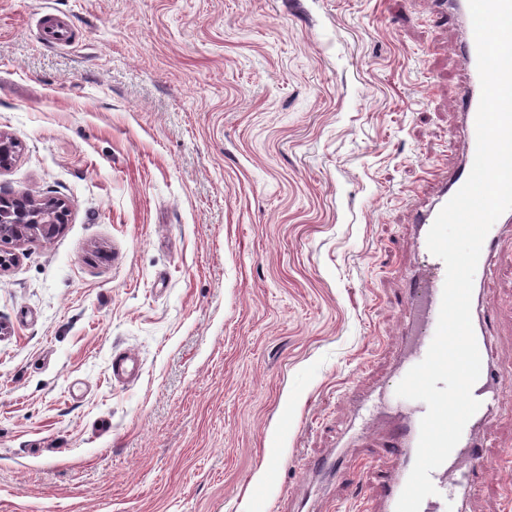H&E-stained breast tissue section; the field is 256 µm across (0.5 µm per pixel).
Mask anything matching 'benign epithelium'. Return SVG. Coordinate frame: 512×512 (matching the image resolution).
I'll use <instances>...</instances> for the list:
<instances>
[{"label":"benign epithelium","instance_id":"1","mask_svg":"<svg viewBox=\"0 0 512 512\" xmlns=\"http://www.w3.org/2000/svg\"><path fill=\"white\" fill-rule=\"evenodd\" d=\"M16 141L0 132V169L11 163ZM69 205L56 197L0 196V241L22 244L52 240L67 223Z\"/></svg>","mask_w":512,"mask_h":512}]
</instances>
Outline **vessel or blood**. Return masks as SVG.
<instances>
[{
    "label": "vessel or blood",
    "mask_w": 512,
    "mask_h": 512,
    "mask_svg": "<svg viewBox=\"0 0 512 512\" xmlns=\"http://www.w3.org/2000/svg\"><path fill=\"white\" fill-rule=\"evenodd\" d=\"M436 8L444 10L461 23L463 36L457 52L464 70V82L460 89L461 128L459 139L463 158L450 169L434 197L417 205L413 219V246L419 253H427V234L437 214L453 197L468 178L476 153V115L481 96V84L477 70V50L473 33L468 0H432ZM71 28L65 21L49 19L42 34L47 44H69ZM512 223V210L503 213L490 228L480 255L474 276L475 287H482L498 260V250L503 229ZM446 268L441 259H433L427 272L414 271L403 279L402 306L405 324L400 338L398 364L395 373L377 393L360 398L358 422L348 435L349 441L366 440L374 420L388 418L393 422L389 433V445L403 451L399 470L381 476L378 497L384 512H395L398 498L406 484L415 462L420 432V420L427 407L423 402L402 399L395 390L411 367L421 362L435 334L441 304ZM491 314L483 310L473 318L472 325L482 360L481 374L472 388L480 407L467 422L459 443L447 460L431 473L437 489L436 495L427 497L420 512H448V496L466 497L475 489L474 474L485 469L479 432L487 416L495 409L503 394L512 389V374L495 368L490 361L489 325ZM140 366L137 358L129 353L119 354L112 360V376L126 381L134 378Z\"/></svg>",
    "instance_id": "vessel-or-blood-1"
}]
</instances>
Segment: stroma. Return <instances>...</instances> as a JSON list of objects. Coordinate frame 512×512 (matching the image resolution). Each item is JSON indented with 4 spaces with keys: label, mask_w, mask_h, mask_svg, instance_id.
Returning <instances> with one entry per match:
<instances>
[{
    "label": "stroma",
    "mask_w": 512,
    "mask_h": 512,
    "mask_svg": "<svg viewBox=\"0 0 512 512\" xmlns=\"http://www.w3.org/2000/svg\"><path fill=\"white\" fill-rule=\"evenodd\" d=\"M48 13L75 42L39 38ZM460 38L428 0H0V192L70 206L0 245V512L373 507L402 456L388 424L341 433L394 369L414 209L461 159ZM503 252L479 306L512 371L510 230ZM481 437L462 512H512V393ZM140 366L137 358L130 353H121L112 358V378L126 381L134 378Z\"/></svg>",
    "instance_id": "35a3bbf8"
}]
</instances>
